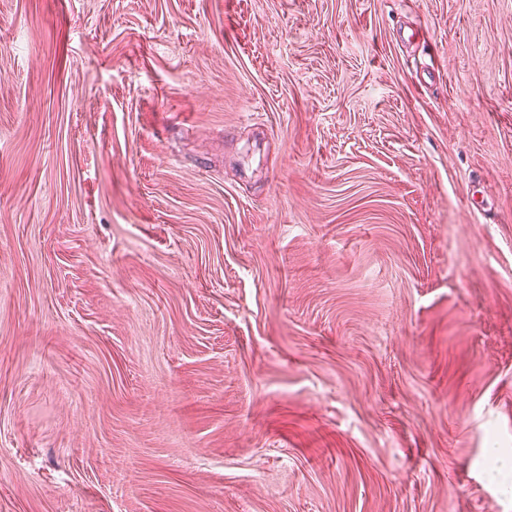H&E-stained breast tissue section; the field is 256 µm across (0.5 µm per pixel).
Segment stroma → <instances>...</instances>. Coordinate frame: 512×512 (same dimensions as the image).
Wrapping results in <instances>:
<instances>
[{"mask_svg": "<svg viewBox=\"0 0 512 512\" xmlns=\"http://www.w3.org/2000/svg\"><path fill=\"white\" fill-rule=\"evenodd\" d=\"M512 0H0V512H512Z\"/></svg>", "mask_w": 512, "mask_h": 512, "instance_id": "1", "label": "stroma"}]
</instances>
